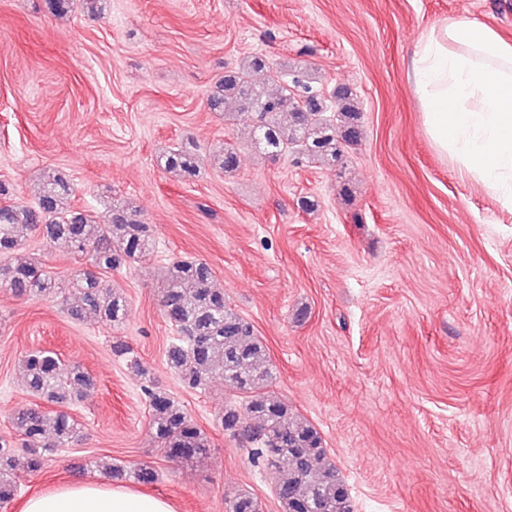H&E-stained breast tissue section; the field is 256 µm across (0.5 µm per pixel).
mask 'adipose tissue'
Here are the masks:
<instances>
[{
	"instance_id": "obj_1",
	"label": "adipose tissue",
	"mask_w": 512,
	"mask_h": 512,
	"mask_svg": "<svg viewBox=\"0 0 512 512\" xmlns=\"http://www.w3.org/2000/svg\"><path fill=\"white\" fill-rule=\"evenodd\" d=\"M411 80L433 146L512 209V42L475 20L444 23L418 42ZM21 512H176V507L132 487L81 479L26 497Z\"/></svg>"
}]
</instances>
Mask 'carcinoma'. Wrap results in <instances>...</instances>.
<instances>
[{"label":"carcinoma","mask_w":512,"mask_h":512,"mask_svg":"<svg viewBox=\"0 0 512 512\" xmlns=\"http://www.w3.org/2000/svg\"><path fill=\"white\" fill-rule=\"evenodd\" d=\"M268 68V60L253 55L233 74L224 77L219 91L208 99L214 111L228 117L239 110L257 114L258 123L248 139L271 158L288 146L302 147L314 160L334 162L341 145L361 139L362 126L351 91L336 92L338 122L316 117L323 101L301 75L284 72L269 86L253 82L252 76ZM199 156L174 149L165 156L169 171L192 178L199 171ZM216 164L231 173L239 166L235 149L226 147ZM73 188L57 173L47 175L37 201L18 205L0 182V288L17 296L76 302L67 308L70 317L117 324L126 313V300L102 273L118 270L155 249L149 225L131 219L127 210L112 206L101 217L90 208L72 204ZM37 232L49 241H63L80 267L62 281L40 262L11 264L7 258L25 241L27 232ZM212 268L198 259H172L163 266L160 306L176 331L165 350V364L180 384L203 390L215 372L242 395V402L229 405L220 415L224 430L247 433L251 460L256 467L276 470V490L282 512H353L345 484L327 460L322 438L312 424L295 414L288 404L269 391L272 364L263 340L253 325L229 308L224 289L214 283ZM112 352L128 370L144 380L143 390L154 438L164 456L189 463L210 448L207 435L192 421L185 407L151 380L133 348L122 340ZM31 394L48 402L81 401L88 396L89 376L73 366L66 368L58 354L31 349L21 360ZM12 427L22 437L25 468L37 472L47 458L83 438V425L68 411L42 410L39 406L18 409ZM15 446L0 437V506L14 499L18 485L13 476ZM140 484H152L157 471L142 465L129 472ZM227 512H261L259 502L247 493L227 500Z\"/></svg>","instance_id":"cac0c4a2"}]
</instances>
